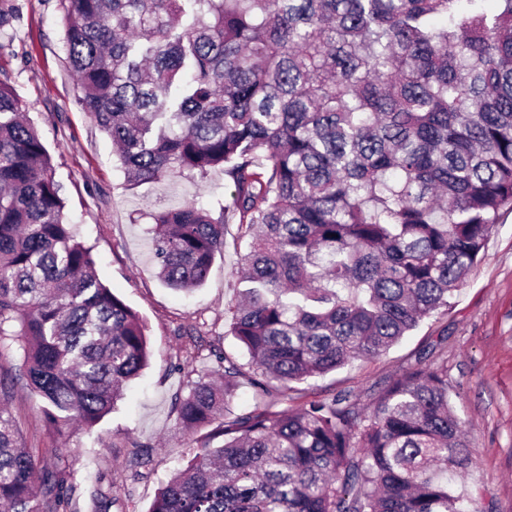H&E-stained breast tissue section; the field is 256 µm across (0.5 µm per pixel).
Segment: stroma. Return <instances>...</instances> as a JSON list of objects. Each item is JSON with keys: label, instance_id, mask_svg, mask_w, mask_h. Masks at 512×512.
<instances>
[{"label": "stroma", "instance_id": "obj_1", "mask_svg": "<svg viewBox=\"0 0 512 512\" xmlns=\"http://www.w3.org/2000/svg\"><path fill=\"white\" fill-rule=\"evenodd\" d=\"M14 16L0 27V80L38 129L63 187L65 214L91 246L99 278L134 309L147 328L151 358L126 386L117 408L93 431L58 430L39 413L41 399L15 383L6 404L39 471L60 473L70 487L65 512H149L158 489L194 455L195 434L174 404L215 365L212 349L244 351L224 309L237 293V225L201 288L176 291L157 277L152 214L193 201L211 208L229 199L221 170L127 185L110 138L81 103L64 50L60 0H0ZM442 358L448 398L467 435L472 463L463 488L481 491L492 512H512V212L504 211L482 260L455 292L447 311L426 319L385 354L357 359L299 384L311 399L349 393L371 406L388 383L416 363ZM151 449L153 462L134 466Z\"/></svg>", "mask_w": 512, "mask_h": 512}]
</instances>
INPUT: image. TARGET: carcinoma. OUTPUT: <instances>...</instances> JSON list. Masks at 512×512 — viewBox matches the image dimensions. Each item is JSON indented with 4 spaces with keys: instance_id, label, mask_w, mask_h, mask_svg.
Segmentation results:
<instances>
[{
    "instance_id": "carcinoma-1",
    "label": "carcinoma",
    "mask_w": 512,
    "mask_h": 512,
    "mask_svg": "<svg viewBox=\"0 0 512 512\" xmlns=\"http://www.w3.org/2000/svg\"><path fill=\"white\" fill-rule=\"evenodd\" d=\"M80 102L132 185L221 167L219 214L152 215L160 279L202 286L224 224L250 238L227 305L248 360L175 403L207 430L150 512H486L442 360L364 410L295 385L379 356L434 314L512 210V0H61ZM42 137L0 81V335L18 324L43 418L91 429L148 365L95 274ZM242 384L251 410L228 402ZM0 406V507L59 512L64 479Z\"/></svg>"
}]
</instances>
